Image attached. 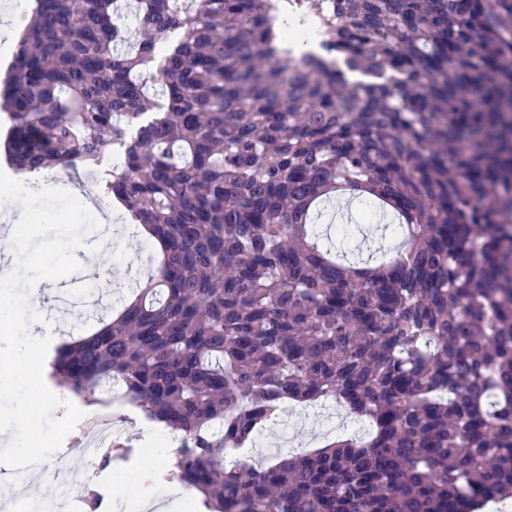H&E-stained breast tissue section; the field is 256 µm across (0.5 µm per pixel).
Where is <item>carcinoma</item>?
<instances>
[{"instance_id": "cac0c4a2", "label": "carcinoma", "mask_w": 512, "mask_h": 512, "mask_svg": "<svg viewBox=\"0 0 512 512\" xmlns=\"http://www.w3.org/2000/svg\"><path fill=\"white\" fill-rule=\"evenodd\" d=\"M270 0H35L0 88L17 171L98 167L158 251L50 378L180 431L206 512H475L512 497V0H330L323 69ZM398 214L369 266L313 207ZM368 425L254 467L288 403Z\"/></svg>"}]
</instances>
